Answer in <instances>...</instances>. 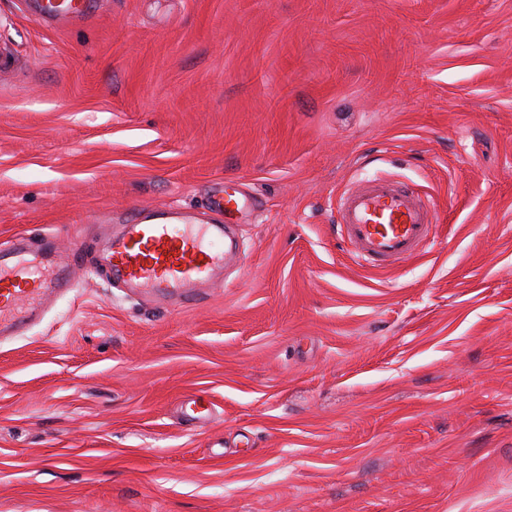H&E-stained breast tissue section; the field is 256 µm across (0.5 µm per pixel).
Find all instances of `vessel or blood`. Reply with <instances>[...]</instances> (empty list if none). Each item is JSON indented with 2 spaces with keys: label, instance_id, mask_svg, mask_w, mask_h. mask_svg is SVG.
Returning <instances> with one entry per match:
<instances>
[{
  "label": "vessel or blood",
  "instance_id": "1",
  "mask_svg": "<svg viewBox=\"0 0 512 512\" xmlns=\"http://www.w3.org/2000/svg\"><path fill=\"white\" fill-rule=\"evenodd\" d=\"M44 21L92 17L100 0H37ZM256 199L225 187L210 203L225 217L254 212ZM337 227L360 264L377 269L421 255L435 222L419 194L389 177H374L343 192ZM224 225L191 221L178 209H134L113 236L103 262L113 286L183 304L198 301L200 287L215 286L232 246ZM84 260L74 253L66 264L45 265L25 257L22 246L0 250V334L36 322L56 298L71 289V269Z\"/></svg>",
  "mask_w": 512,
  "mask_h": 512
}]
</instances>
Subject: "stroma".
<instances>
[{"label":"stroma","instance_id":"35a3bbf8","mask_svg":"<svg viewBox=\"0 0 512 512\" xmlns=\"http://www.w3.org/2000/svg\"><path fill=\"white\" fill-rule=\"evenodd\" d=\"M20 3L0 246L90 260L220 178L260 206L203 300L78 270L0 343V512H512V0ZM371 175L437 218L381 272L336 232ZM38 16L44 21H81L98 11L101 0H36Z\"/></svg>","mask_w":512,"mask_h":512}]
</instances>
